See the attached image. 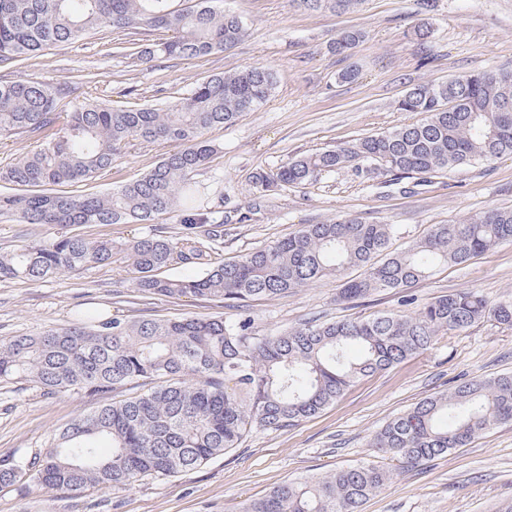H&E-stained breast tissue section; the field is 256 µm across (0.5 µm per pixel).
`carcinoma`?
<instances>
[{"instance_id": "carcinoma-1", "label": "carcinoma", "mask_w": 512, "mask_h": 512, "mask_svg": "<svg viewBox=\"0 0 512 512\" xmlns=\"http://www.w3.org/2000/svg\"><path fill=\"white\" fill-rule=\"evenodd\" d=\"M219 0H0V67L19 66L72 45L104 26L153 30L168 37L141 55L202 58L245 34ZM337 14L363 0H301ZM364 37L339 32L330 45L345 55ZM85 76L49 83L0 79V139L35 140L37 149L0 167V217L21 224H150L182 211L181 235L157 233L117 245L63 231L50 242L0 252V279L46 282L118 255L145 295L201 297L240 309L239 317L126 320L86 314L39 336L0 339V382L26 378L49 393L103 396L131 385L138 396L103 404L55 433L26 460L0 457V484L44 491L123 489L170 477L239 446L252 429H284L320 413L357 380L428 350L436 337L481 321L512 329V302H490L473 289L440 295L414 314L391 312L351 321L305 322L253 341L246 314L255 298H276L323 278L340 282L344 300L402 293L440 265L457 266L512 241V208L432 224L403 250L390 251L393 224L343 213L242 255L210 260L204 245L224 240V211L202 207L197 172L217 147L207 135L263 105L276 73L263 66L210 75L174 103L115 108L88 99ZM422 119L334 150L292 158L251 176L259 193L302 185L352 162L391 172L435 176L512 154V72L484 71L440 84H418L398 100ZM133 140L169 142L179 150L135 180L91 195L57 186L90 181L124 155ZM203 265L201 275L165 276L173 264ZM358 274L353 275L351 271ZM512 423V374L475 376L449 393L424 398L395 416L370 447L417 464L467 447L492 427ZM390 472L368 464L286 481L239 512H362Z\"/></svg>"}]
</instances>
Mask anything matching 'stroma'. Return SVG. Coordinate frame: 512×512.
<instances>
[{
	"label": "stroma",
	"instance_id": "35a3bbf8",
	"mask_svg": "<svg viewBox=\"0 0 512 512\" xmlns=\"http://www.w3.org/2000/svg\"><path fill=\"white\" fill-rule=\"evenodd\" d=\"M223 6L242 19L246 33L221 52L187 60L140 59L115 53L119 35L106 30L54 48L6 75L55 83L86 75L85 97L122 106L172 102L202 77L244 66L273 69L278 82L268 101L211 133L218 152L196 176L204 206L224 209V243L218 251L224 261L340 213L397 225L393 246L401 249L429 225L512 207V155L424 181L361 162L264 197L250 182L256 170L410 121L395 103L414 84L512 70V0H435L427 13L420 12L417 0H364L343 15L310 12L298 0H224ZM421 25L429 29L423 40L415 35ZM347 27L361 29L365 37L344 57L331 52L330 44ZM347 68L357 71L355 81L339 80ZM174 149L171 143L132 141L111 171L71 191L99 193L135 179ZM152 227L176 234L180 217L166 214L151 226L75 225L71 231L123 244ZM467 288L493 302L512 300V242L469 263L440 268L409 293L423 304ZM338 293V282L325 279L279 299L250 301L252 334L261 339L311 319H365L403 309L394 292L353 303L338 301ZM84 311L129 320L221 316L232 321L238 316L237 309L219 301L142 294L120 260L44 283L0 280V339L38 336L70 325ZM504 373H512V329L479 322L361 380L315 417L290 428L253 430L239 447L193 470L120 490L39 493L21 484L0 486V512H234L239 503L261 498L284 481L372 463L389 469L391 477L364 512H504L512 504L510 423L415 467L382 459L369 445L382 425L419 400L452 391L475 375ZM102 403L80 390L51 394L26 380L1 382L0 457H34L52 434Z\"/></svg>",
	"mask_w": 512,
	"mask_h": 512
}]
</instances>
